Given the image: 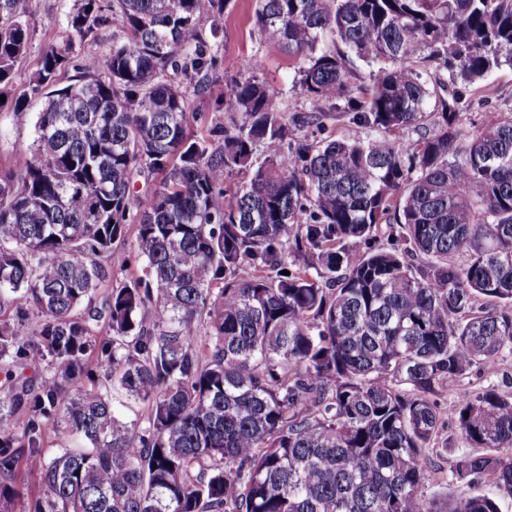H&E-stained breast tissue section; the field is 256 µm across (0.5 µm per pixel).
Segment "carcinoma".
<instances>
[{"mask_svg": "<svg viewBox=\"0 0 512 512\" xmlns=\"http://www.w3.org/2000/svg\"><path fill=\"white\" fill-rule=\"evenodd\" d=\"M226 2L76 0L74 38L117 21L128 42L62 87L73 43L52 47L29 79L34 139L0 170V304L34 324L0 323V512L21 468L46 486L34 512H499L512 396L492 388L457 401L483 453L452 474L496 495L420 489L438 391L512 344V112L460 123L512 70V0H256L308 108L285 111L254 58L199 136L176 77L207 92L203 25ZM29 40L23 0H0V85ZM334 112L365 135L305 134ZM145 172L162 178L140 193ZM383 224L396 241L370 245ZM130 234L142 275L115 283ZM93 354L107 384L85 390ZM112 395L114 406L124 417L125 421L139 422L143 419L145 412L141 404L135 403L133 400L128 399L126 394L120 390L114 391Z\"/></svg>", "mask_w": 512, "mask_h": 512, "instance_id": "cac0c4a2", "label": "carcinoma"}]
</instances>
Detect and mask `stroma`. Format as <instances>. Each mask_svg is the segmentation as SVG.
Returning a JSON list of instances; mask_svg holds the SVG:
<instances>
[{
	"instance_id": "1",
	"label": "stroma",
	"mask_w": 512,
	"mask_h": 512,
	"mask_svg": "<svg viewBox=\"0 0 512 512\" xmlns=\"http://www.w3.org/2000/svg\"><path fill=\"white\" fill-rule=\"evenodd\" d=\"M74 3L75 0H24L23 8L30 24V41L27 52L16 63L15 79L6 93V100L0 103V168L11 164L18 151L33 140L32 115L40 111L41 101L29 99L30 115L22 119L15 116L11 101L25 95L27 80L48 47L73 43L71 63L61 76L62 81L67 82L88 72L102 71L113 44L127 39L123 29L113 24L96 29L86 42H72L68 17ZM253 10V0H230L220 22L219 34H211L207 29L202 32L204 40L209 42L218 57V66L211 76L209 93L203 96L191 93L187 96L189 111L204 115L203 122L198 125L199 131H206L209 125L224 120L222 103L225 78L236 74L255 57L262 58L264 76L270 87L277 92L285 110L301 111L306 107L304 99L293 87L297 78L295 58L261 39L253 23ZM489 82L491 93L473 96L470 108L460 117L462 126L470 128L478 125L482 115L489 111L512 110V71L496 72L490 76ZM490 388L512 394L511 347H504L493 363L474 368L459 385L440 391L437 402L445 420L440 437L447 440L448 446L434 450L429 457L428 464L437 469L438 478L423 488L425 498L488 492L489 487L483 481H456L452 476V468L457 456L469 450L456 428L455 407L458 397L465 392L475 394Z\"/></svg>"
}]
</instances>
